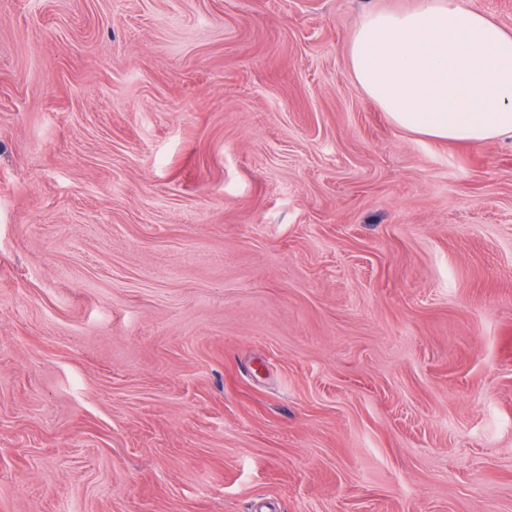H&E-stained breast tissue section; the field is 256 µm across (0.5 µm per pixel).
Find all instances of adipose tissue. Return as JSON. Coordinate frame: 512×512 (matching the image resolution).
<instances>
[{"instance_id":"1","label":"adipose tissue","mask_w":512,"mask_h":512,"mask_svg":"<svg viewBox=\"0 0 512 512\" xmlns=\"http://www.w3.org/2000/svg\"><path fill=\"white\" fill-rule=\"evenodd\" d=\"M347 61L399 129L470 144L512 137V31L458 0L366 14Z\"/></svg>"}]
</instances>
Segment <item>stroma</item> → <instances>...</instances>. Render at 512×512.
Returning <instances> with one entry per match:
<instances>
[{
	"label": "stroma",
	"mask_w": 512,
	"mask_h": 512,
	"mask_svg": "<svg viewBox=\"0 0 512 512\" xmlns=\"http://www.w3.org/2000/svg\"><path fill=\"white\" fill-rule=\"evenodd\" d=\"M417 4L0 0V512H512V139L347 64Z\"/></svg>",
	"instance_id": "35a3bbf8"
}]
</instances>
